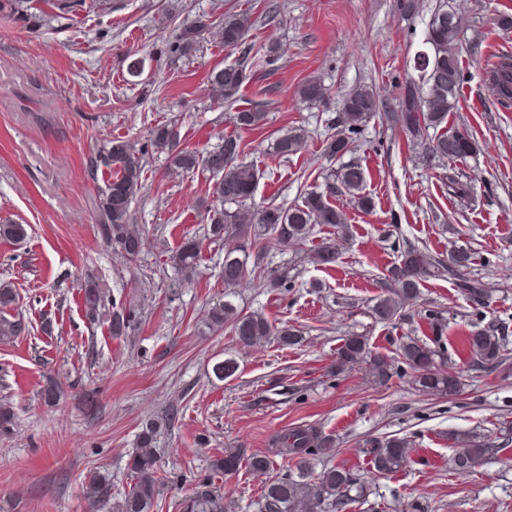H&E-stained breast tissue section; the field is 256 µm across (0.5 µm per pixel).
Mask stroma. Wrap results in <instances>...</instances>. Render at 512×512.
<instances>
[{"mask_svg":"<svg viewBox=\"0 0 512 512\" xmlns=\"http://www.w3.org/2000/svg\"><path fill=\"white\" fill-rule=\"evenodd\" d=\"M439 0H421L403 20L393 0H112L105 17H59L39 0L30 24L0 12V222L28 227L22 241L0 239V284L20 295L15 307L29 335L0 343V400L17 416L13 438L0 441V512H87L82 487L90 472L107 471L112 497L130 483L126 460L147 419L177 407L179 415L158 443L165 490L152 512H179L195 478L208 475L212 456L227 448L267 455L281 430L308 425L333 441L329 461L350 469L364 488L346 512H512V446L458 474L450 460L452 431L495 439L512 423V367L490 374L460 365L455 396L424 395L410 377L379 386L365 366L336 375L330 364L349 333L368 337L372 352L392 355L414 323L391 328L373 307L399 240L447 257L471 249L474 271L494 287L485 321H506L512 355V108L496 103L484 79L488 58L512 53V0H451L461 17L459 51L465 82L448 114V129L473 135L476 156L459 162L474 199L448 196L447 169L412 150L399 124L369 121L353 156L367 173L375 200L370 213L337 198L350 237L335 263H312L333 230L321 225L302 250L264 251L265 271L288 272L287 291L243 280L225 287L224 246L207 240L205 218L217 205L204 174L170 166L168 152L148 151L142 185L131 204L146 246L138 261L124 260L97 235L98 185L89 171L95 147L124 137L146 143L165 124L180 149L210 150L239 134L244 161L259 170L257 207L288 206L322 186L340 159L325 153L340 100L358 86L371 88L384 111L397 109L414 62L426 51L428 26ZM248 11L256 21L252 43L274 40L281 57L255 62L234 103L217 100L213 69L234 61L210 36L188 55L172 56L167 41L187 20ZM139 63L141 75L129 67ZM328 88L322 100L298 94L307 79ZM265 113L263 131H239L234 112ZM305 136L300 154L276 155V136ZM203 238L194 280H183L172 254L184 237ZM94 276L110 300L134 305L141 319L129 336L115 338L90 323L78 289ZM232 301L247 312L294 326L302 341L237 350L229 329H209L207 311ZM419 306L443 310L448 359L458 362L462 341L476 321L468 303L445 278L427 279ZM235 357L237 373L218 380L212 368ZM63 395L48 407L40 399L44 374ZM394 435L411 442L412 463L384 477L364 450ZM242 465L217 477L225 512H259L273 472Z\"/></svg>","mask_w":512,"mask_h":512,"instance_id":"stroma-1","label":"stroma"}]
</instances>
